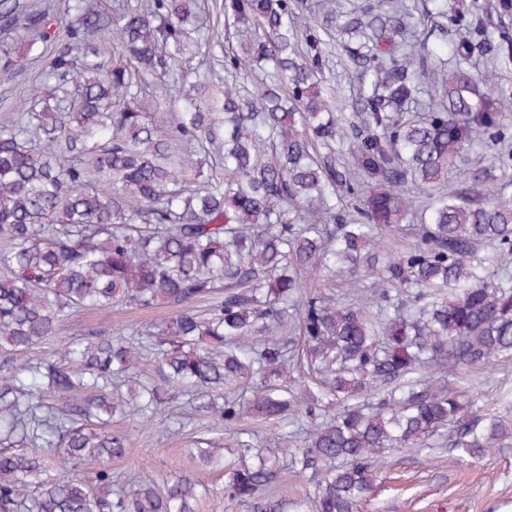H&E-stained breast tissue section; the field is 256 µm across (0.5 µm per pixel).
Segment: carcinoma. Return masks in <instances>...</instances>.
Masks as SVG:
<instances>
[{"instance_id":"1","label":"carcinoma","mask_w":512,"mask_h":512,"mask_svg":"<svg viewBox=\"0 0 512 512\" xmlns=\"http://www.w3.org/2000/svg\"><path fill=\"white\" fill-rule=\"evenodd\" d=\"M198 8L116 0L106 14L74 0L48 94L0 124V512H196L197 474L118 491L106 466L79 472L130 453L92 420L149 421L168 387L228 428L291 419L299 448L268 455L236 434L224 497L253 512H359L387 448L446 437L480 460L512 436L442 383L512 356V193L498 184L512 181V98L470 69L505 63L500 44L472 21L430 42L429 27L448 34V0L418 15L409 0H224V27L251 43L194 84L218 88V111L190 97L163 128L146 84L183 91ZM339 19L358 37L344 44L360 81L346 118L325 76ZM58 25L53 0H0L5 35L43 44ZM110 43L132 66L105 65ZM478 144L490 166L449 183ZM390 233L409 243L365 262L369 293L305 292L312 276L357 272L363 244ZM202 298L206 316L189 308ZM159 304L175 309L144 333L161 383L128 400L112 394L137 374L142 341L95 335L26 360L76 310ZM290 366L307 375L288 380ZM308 470L313 494L284 498Z\"/></svg>"}]
</instances>
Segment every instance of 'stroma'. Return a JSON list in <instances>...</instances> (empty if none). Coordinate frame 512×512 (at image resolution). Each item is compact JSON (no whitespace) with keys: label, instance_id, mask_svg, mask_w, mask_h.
Returning <instances> with one entry per match:
<instances>
[{"label":"stroma","instance_id":"1","mask_svg":"<svg viewBox=\"0 0 512 512\" xmlns=\"http://www.w3.org/2000/svg\"><path fill=\"white\" fill-rule=\"evenodd\" d=\"M486 0H449L454 10L466 18H479L503 50L512 49V16L487 11ZM7 56L24 59L25 66L8 83L0 84V117L19 111L21 106L43 95L45 70L50 60L49 47H28L21 38L8 39ZM168 306L147 310H83L65 320L59 334L35 350V357L52 353L63 344L92 333L125 334L147 329L150 324L170 316ZM451 383L471 391L481 410H492L512 420V359H496L489 364L461 367L450 376ZM174 418L160 415L143 424L113 419L111 430L128 435L132 453L112 461V477L118 487L138 480L164 484L179 474L198 472L194 438L214 439L221 455L235 448L236 432L258 436L268 451L289 446L298 440H283L276 423L247 418L237 430L225 429L213 418L195 415L191 396L170 390ZM361 512H512V442L479 461L459 456L449 448H427L420 452L385 453L378 488Z\"/></svg>","mask_w":512,"mask_h":512}]
</instances>
